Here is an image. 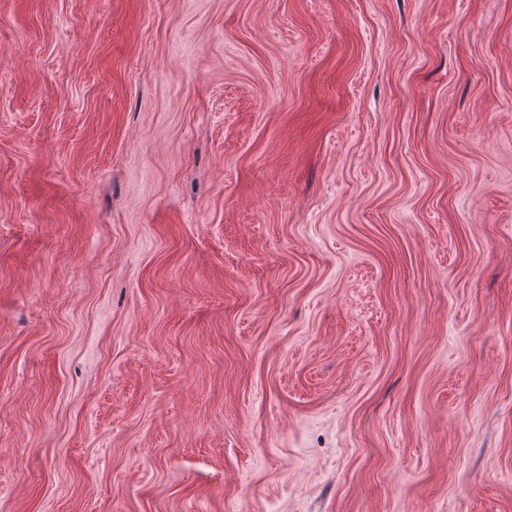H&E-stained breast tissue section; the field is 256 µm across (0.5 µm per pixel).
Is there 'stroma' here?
Masks as SVG:
<instances>
[{
	"instance_id": "35a3bbf8",
	"label": "stroma",
	"mask_w": 512,
	"mask_h": 512,
	"mask_svg": "<svg viewBox=\"0 0 512 512\" xmlns=\"http://www.w3.org/2000/svg\"><path fill=\"white\" fill-rule=\"evenodd\" d=\"M0 512H512V0H0Z\"/></svg>"
}]
</instances>
